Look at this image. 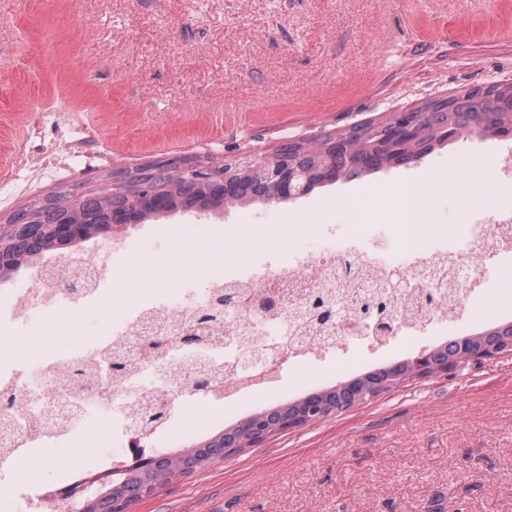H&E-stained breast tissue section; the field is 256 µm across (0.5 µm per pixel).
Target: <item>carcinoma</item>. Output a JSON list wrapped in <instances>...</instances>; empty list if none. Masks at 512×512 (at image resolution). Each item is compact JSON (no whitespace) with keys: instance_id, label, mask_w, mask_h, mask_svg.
<instances>
[{"instance_id":"obj_1","label":"carcinoma","mask_w":512,"mask_h":512,"mask_svg":"<svg viewBox=\"0 0 512 512\" xmlns=\"http://www.w3.org/2000/svg\"><path fill=\"white\" fill-rule=\"evenodd\" d=\"M417 123V132L410 138L399 137L401 121ZM479 136L492 135L512 140V84L491 86L482 91L462 90L443 101H434L386 119H368L343 133L328 134L321 145L307 147L290 143L288 157L306 173V193L325 185V179L336 172V180L368 175L386 167L417 161L438 146L455 140L457 132ZM136 177L154 186L158 198L145 195L140 199L141 219L176 211L216 208L228 201H262L270 187L249 176L226 184L202 187L196 191L184 189L173 179L165 180L149 166L135 171ZM132 207V199L112 194H86L68 200L52 196L37 204L15 211L10 224H55L71 209L76 210L89 224L107 227L124 217ZM45 241L33 239L0 256V278H4L44 252ZM512 344V322L497 324L482 332L458 336L451 341L427 350L429 371L461 363L466 353L480 350L485 355L502 352ZM411 361H398L374 368L343 381L336 386L312 392L288 404L264 411V424L254 432L252 442L264 440V430L288 429L300 422H316L322 415L348 409L370 397L389 391L393 386L413 377ZM253 417L234 427L208 437L176 455H155L143 448H132L127 460L119 466L114 484L99 490L91 498L79 494L82 483L65 489L67 496L79 504L76 512H121L122 506L153 492L157 485L179 474L190 475L210 462L242 452L232 447L244 441L246 428Z\"/></svg>"}]
</instances>
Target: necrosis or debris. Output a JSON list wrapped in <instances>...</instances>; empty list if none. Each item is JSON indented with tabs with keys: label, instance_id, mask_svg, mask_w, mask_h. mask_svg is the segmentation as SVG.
<instances>
[{
	"label": "necrosis or debris",
	"instance_id": "obj_1",
	"mask_svg": "<svg viewBox=\"0 0 512 512\" xmlns=\"http://www.w3.org/2000/svg\"><path fill=\"white\" fill-rule=\"evenodd\" d=\"M363 219L387 224L395 247L407 257L402 273L412 289L396 296L391 305L395 331L404 336L437 321L457 319L479 293L477 269L500 254L512 252V216L489 214L483 219L482 229L463 235L460 247L452 250L426 248L416 236L411 219L403 217L393 194L374 196ZM389 273V268L373 256L352 246L274 271L255 266L245 275L226 273L212 277L201 301L164 309L147 304L119 305L104 289L112 278L106 257L89 256L77 263L47 268L43 273L45 285L36 291L40 305L54 309L58 291L51 288L50 281L62 277L69 283L65 294L73 310L98 305L109 328L95 348H86L79 341L66 361L46 363L39 388L29 387L18 373L0 369V395H9L15 401L9 415L11 427L0 428V478L9 477V465L16 457L67 434L78 417L79 405L92 392L120 402L124 422L119 431L127 443H135L138 435L129 420L141 414L155 396L158 386L154 385V378H162V386L167 387L173 402H180L182 388L201 372L197 354H205L212 371L220 374V391L238 394L253 390L259 380L246 372L242 363L260 344V325L287 323L291 355L303 361L343 344L356 350L362 348L371 331L360 314H352L346 326L334 327L299 313L296 301L325 294L351 302L357 296L377 291ZM229 288L235 291L237 308L228 315L223 306L215 303L214 296ZM426 289L438 291L440 301L423 303L420 293ZM263 292L271 293L273 303L259 317L254 313L253 301ZM206 310L217 315V324L192 341H182L183 327ZM151 336H167L174 341L166 355L156 360L145 344ZM116 359L127 363V371L118 376H99L102 362ZM85 368L97 374L89 393L75 390L64 381L73 370Z\"/></svg>",
	"mask_w": 512,
	"mask_h": 512
}]
</instances>
